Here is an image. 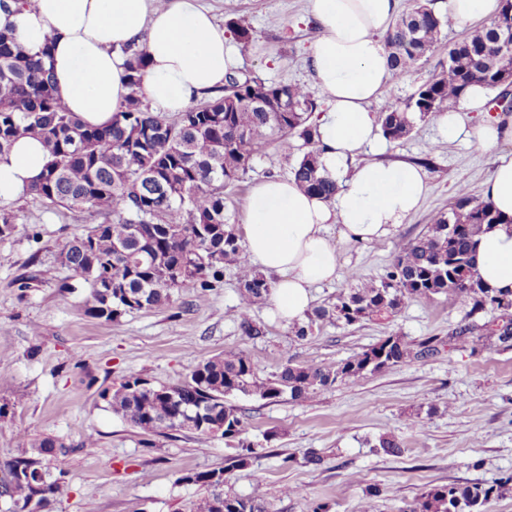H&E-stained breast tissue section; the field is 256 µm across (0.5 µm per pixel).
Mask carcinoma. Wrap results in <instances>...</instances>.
Wrapping results in <instances>:
<instances>
[{
    "label": "carcinoma",
    "instance_id": "carcinoma-1",
    "mask_svg": "<svg viewBox=\"0 0 512 512\" xmlns=\"http://www.w3.org/2000/svg\"><path fill=\"white\" fill-rule=\"evenodd\" d=\"M503 2L490 25L472 30L451 48L443 42L444 21L431 3H419L397 17L385 36L395 77L407 76L423 60L436 64L432 77L406 102H390L379 113L386 140L410 135L408 113L433 116L473 87L497 92L494 103L512 95V39H494L499 23L512 18V0ZM229 28L236 42L247 46L254 41V30L245 22L232 21ZM122 54L129 95L110 122L94 126L56 94L45 65L50 44L33 53L0 31V156L21 136L38 138L48 161L26 194L68 208L87 207L103 218L66 241L58 256L88 285L86 314L116 322L127 313L162 308L174 292L191 285L210 288L229 271L239 294L233 320L248 337L264 335L265 325L251 312L269 295L270 281L250 263L235 225L224 220V186L239 180L253 159L271 147L286 157L300 153L291 174L305 192L323 199L336 194V180L321 172L318 161L313 92L305 85L233 70L216 94L168 119L143 103L145 51L133 44ZM498 222L488 202L459 186L448 213L407 241L379 279L350 272V288L314 309L295 336L311 335L319 321L355 325L392 314L407 300L444 295L471 315L488 307L500 312L499 323L467 322L455 329V338L468 342L472 353L511 343L512 293L486 288L473 264L476 237L484 225ZM440 345L436 336L416 343L389 336L334 365L289 361L265 379L248 355L230 350L200 362L180 385L148 387L146 379L130 374L101 397L113 413L148 436L193 431L236 437L243 431V414L227 403L229 396L310 400L368 373L431 358ZM62 448L43 438L16 449L0 478V499L11 503L13 512H35L64 491L66 473H53L45 462ZM183 480L212 488L194 504V512H261L259 486L241 497L214 491L225 481L222 471L216 481L211 473ZM511 486L512 473L491 484L443 485L422 493L403 512H488L492 499Z\"/></svg>",
    "mask_w": 512,
    "mask_h": 512
}]
</instances>
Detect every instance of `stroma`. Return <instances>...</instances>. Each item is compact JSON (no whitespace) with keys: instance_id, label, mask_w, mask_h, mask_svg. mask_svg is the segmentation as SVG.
Listing matches in <instances>:
<instances>
[{"instance_id":"1","label":"stroma","mask_w":512,"mask_h":512,"mask_svg":"<svg viewBox=\"0 0 512 512\" xmlns=\"http://www.w3.org/2000/svg\"><path fill=\"white\" fill-rule=\"evenodd\" d=\"M217 24L242 18L256 40L237 51V69L273 82L313 85L308 53L319 30L308 0H203ZM512 154V140L484 152L467 141L439 139L433 118L417 122L407 138L382 142L359 163L413 164L430 157L428 194L419 211L377 243L341 249L336 281L315 288L314 306L335 301L358 271L379 278L404 243L447 211L458 185L481 197L497 158ZM293 159L269 150L224 191V217L243 227L253 186L291 174ZM16 216L11 236L0 239V463L16 448L50 437L63 443L54 468L68 473L69 489L49 512H188L208 493L191 482L195 473L223 470L239 451L238 441L219 435L175 432L142 436L101 399V391L135 373L156 386L183 382L200 362L229 350L244 351L261 376L283 364L330 365L391 335L416 341L447 338L465 311L454 300L406 301L390 318L352 326L323 322L298 339L271 302L252 315L265 336H244L229 313L238 304L232 274L211 288H185L172 303L123 315L117 322L89 317L83 278L57 262L61 246L100 223L86 209L46 205L22 195L0 204ZM52 265L56 277L31 274ZM244 414L243 439L257 449L248 465L232 471L226 490L250 495L263 484L262 512H402L426 490L449 483H488L512 472V349L475 355L469 346H441L421 361L339 385L307 401L267 402L237 397ZM420 417L421 427L409 418ZM383 434L400 441V456L376 452ZM325 457L322 467L305 461L309 451ZM297 488L294 496L284 495ZM377 490L368 499L369 490Z\"/></svg>"}]
</instances>
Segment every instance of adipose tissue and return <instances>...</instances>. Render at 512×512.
<instances>
[{"instance_id":"ef3b65f1","label":"adipose tissue","mask_w":512,"mask_h":512,"mask_svg":"<svg viewBox=\"0 0 512 512\" xmlns=\"http://www.w3.org/2000/svg\"><path fill=\"white\" fill-rule=\"evenodd\" d=\"M310 7L321 34L308 63L330 102L317 120L320 164L339 190L325 200L293 180L273 177L254 186L246 211L244 245L254 265L276 274L270 300L287 322L305 316L315 285L335 278L340 245L382 240L416 212L427 191L419 168L355 163L381 143L378 115L369 106L393 82L383 38L398 14V0H310ZM3 28L12 29L27 49L50 44L57 94L93 125L110 121L128 94L121 53L127 44H142L143 91L163 112L178 113L214 95L234 66L224 29L200 0H29L22 11L0 10ZM486 95L473 88L437 113L441 138H464L483 151L512 139V126L465 125L462 111L479 110ZM46 162L38 139H17L0 157V201L25 193ZM483 199L500 221L479 235L475 268L487 288L512 291V156H499ZM333 226L339 229L334 242L327 236Z\"/></svg>"}]
</instances>
